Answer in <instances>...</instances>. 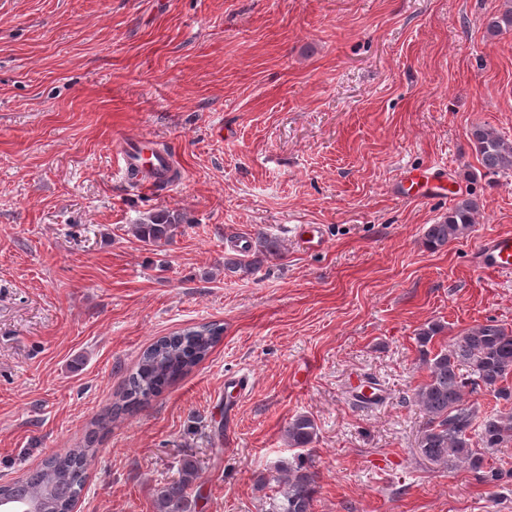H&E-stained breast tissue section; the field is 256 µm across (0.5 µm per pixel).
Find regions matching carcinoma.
Instances as JSON below:
<instances>
[{
    "label": "carcinoma",
    "instance_id": "1",
    "mask_svg": "<svg viewBox=\"0 0 512 512\" xmlns=\"http://www.w3.org/2000/svg\"><path fill=\"white\" fill-rule=\"evenodd\" d=\"M512 28V10L491 16L487 29L498 34ZM477 158L489 173L512 171V142L497 131L476 125L470 132ZM477 203L459 197L448 214L424 232V245L436 251L468 235L474 227ZM180 220L170 212L153 213L133 225L140 240L160 247L173 240ZM256 261L229 258L224 270L249 275ZM217 324L189 327L150 344L140 355L120 395L111 408L94 422L85 443L57 452L40 467L9 484L0 485V495L20 500L40 499L44 512H71L84 491L89 461L96 453L94 439L109 428L120 414H133L151 399L203 361L222 335ZM442 326L429 323L416 333V342L425 379L414 389L415 402L426 416L418 441V453L436 465L458 466L482 474L493 484L503 470L493 466L487 455L512 445V328L493 321L473 325L456 336L451 344L434 349L433 340ZM491 395L495 407L480 410L468 396L477 392ZM318 434L315 420L299 414L288 421L285 437L290 448H306ZM197 476L196 464L183 461L179 478L157 489V512H190V490ZM277 491L270 498L268 512H313L316 473L303 465H284L274 477Z\"/></svg>",
    "mask_w": 512,
    "mask_h": 512
}]
</instances>
